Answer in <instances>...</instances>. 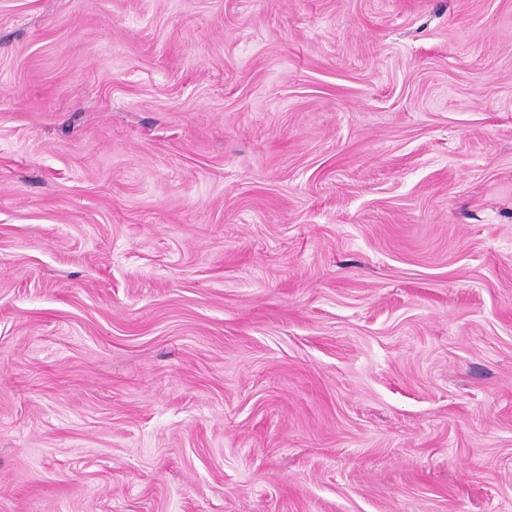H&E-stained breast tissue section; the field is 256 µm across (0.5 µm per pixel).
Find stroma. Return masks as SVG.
Here are the masks:
<instances>
[{
	"label": "stroma",
	"mask_w": 512,
	"mask_h": 512,
	"mask_svg": "<svg viewBox=\"0 0 512 512\" xmlns=\"http://www.w3.org/2000/svg\"><path fill=\"white\" fill-rule=\"evenodd\" d=\"M0 512H512V0H0Z\"/></svg>",
	"instance_id": "1"
}]
</instances>
